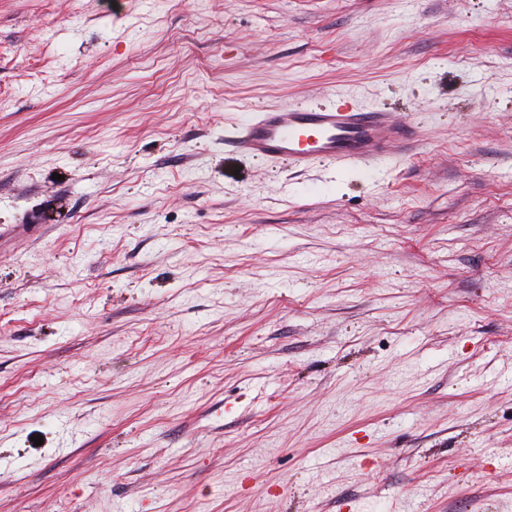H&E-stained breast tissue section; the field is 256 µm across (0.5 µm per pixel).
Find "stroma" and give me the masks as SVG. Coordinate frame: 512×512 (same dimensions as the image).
<instances>
[{
	"instance_id": "stroma-1",
	"label": "stroma",
	"mask_w": 512,
	"mask_h": 512,
	"mask_svg": "<svg viewBox=\"0 0 512 512\" xmlns=\"http://www.w3.org/2000/svg\"><path fill=\"white\" fill-rule=\"evenodd\" d=\"M0 101V512H512V0H0ZM248 114L226 140L254 157L288 161L297 168L330 160L372 170L386 160L410 156L418 142L413 127L394 112L341 99Z\"/></svg>"
}]
</instances>
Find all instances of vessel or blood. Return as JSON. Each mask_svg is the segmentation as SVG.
Returning a JSON list of instances; mask_svg holds the SVG:
<instances>
[{"mask_svg": "<svg viewBox=\"0 0 512 512\" xmlns=\"http://www.w3.org/2000/svg\"><path fill=\"white\" fill-rule=\"evenodd\" d=\"M227 140L254 157L284 160L298 168L330 160L370 169L410 156L418 142L413 127L394 113L340 99L249 113Z\"/></svg>", "mask_w": 512, "mask_h": 512, "instance_id": "vessel-or-blood-1", "label": "vessel or blood"}]
</instances>
